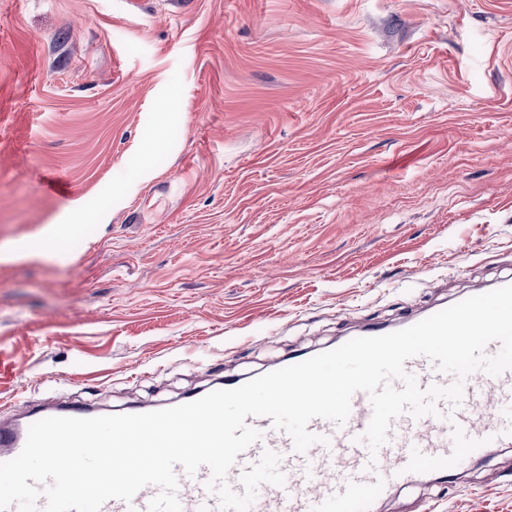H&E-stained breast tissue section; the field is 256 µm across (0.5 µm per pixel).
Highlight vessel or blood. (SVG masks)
<instances>
[{
  "instance_id": "obj_1",
  "label": "vessel or blood",
  "mask_w": 512,
  "mask_h": 512,
  "mask_svg": "<svg viewBox=\"0 0 512 512\" xmlns=\"http://www.w3.org/2000/svg\"><path fill=\"white\" fill-rule=\"evenodd\" d=\"M425 317V312L410 310L397 326L373 323L362 328L361 334H388L393 328H407ZM405 369L423 389L454 380L453 375L438 372L424 357L407 360ZM437 409L434 416L417 419L405 413L392 420L389 439L374 456L359 440L372 415L369 396L362 391L353 395L351 413L343 426L325 419L311 421L309 431L324 436L325 441L303 454L294 451L290 436L274 429L270 419L247 417V424L261 431L262 436L238 455L226 482L234 491H241V473L269 449L281 457L285 483L280 487L261 485L250 512H374L377 500L413 482L423 472L455 473L494 449L512 447V370L497 376L472 373L464 382L461 404L454 407L441 401ZM96 414V409L81 404L48 405L16 419L1 420L0 462L21 452L34 422L47 417L92 418ZM177 477L182 512H219L216 495L206 488L211 478L208 467H201L192 476L181 470ZM158 492V487L146 486L132 502L113 499L103 504L101 512H147Z\"/></svg>"
}]
</instances>
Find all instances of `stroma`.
<instances>
[{
  "mask_svg": "<svg viewBox=\"0 0 512 512\" xmlns=\"http://www.w3.org/2000/svg\"><path fill=\"white\" fill-rule=\"evenodd\" d=\"M0 0V413L123 411L512 274V0ZM375 512H512V448Z\"/></svg>",
  "mask_w": 512,
  "mask_h": 512,
  "instance_id": "obj_1",
  "label": "stroma"
}]
</instances>
